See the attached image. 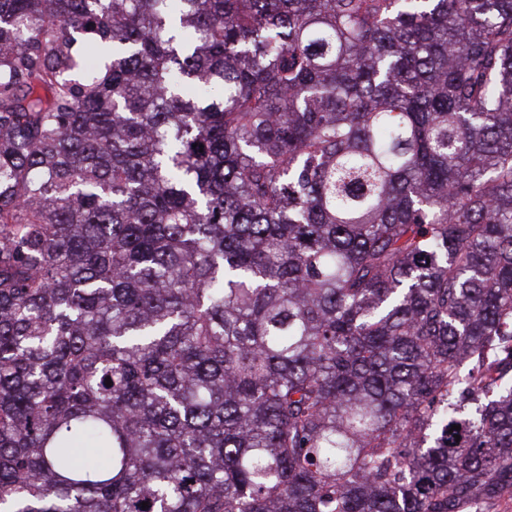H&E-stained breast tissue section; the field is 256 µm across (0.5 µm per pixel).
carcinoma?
Instances as JSON below:
<instances>
[{"label":"carcinoma","mask_w":512,"mask_h":512,"mask_svg":"<svg viewBox=\"0 0 512 512\" xmlns=\"http://www.w3.org/2000/svg\"><path fill=\"white\" fill-rule=\"evenodd\" d=\"M506 497L512 0H0V512Z\"/></svg>","instance_id":"cac0c4a2"}]
</instances>
